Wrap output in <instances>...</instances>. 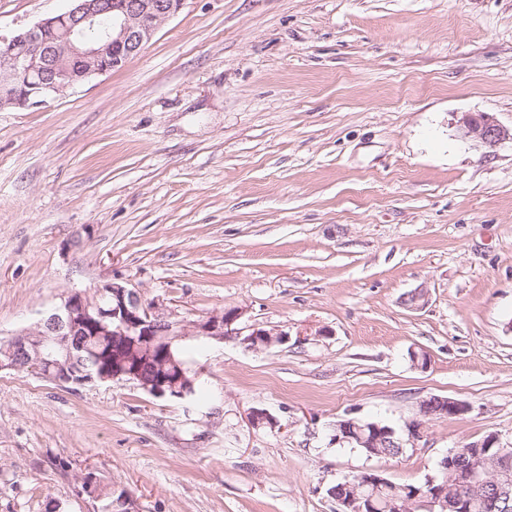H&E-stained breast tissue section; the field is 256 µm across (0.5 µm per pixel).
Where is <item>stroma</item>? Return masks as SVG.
Wrapping results in <instances>:
<instances>
[{"label":"stroma","instance_id":"35a3bbf8","mask_svg":"<svg viewBox=\"0 0 512 512\" xmlns=\"http://www.w3.org/2000/svg\"><path fill=\"white\" fill-rule=\"evenodd\" d=\"M69 6L0 0V36ZM464 112L512 126V0H185L121 69L0 109V340L111 280L289 335L183 340L198 405L0 370V512H93L89 472L141 512H339L336 482L512 443V148ZM431 396L471 410L396 457L334 440ZM457 126L464 138L470 139L487 153H495L506 143L512 146V127L509 129L487 115L461 113Z\"/></svg>","mask_w":512,"mask_h":512}]
</instances>
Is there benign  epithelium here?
<instances>
[{"instance_id":"obj_1","label":"benign epithelium","mask_w":512,"mask_h":512,"mask_svg":"<svg viewBox=\"0 0 512 512\" xmlns=\"http://www.w3.org/2000/svg\"><path fill=\"white\" fill-rule=\"evenodd\" d=\"M184 0H71L68 10L17 31L3 44L0 53V109L28 108L46 103L54 94L74 88L96 75L109 73L138 54L151 39L157 26L176 14ZM463 137L488 153L512 144V128L487 115L463 112L457 117ZM244 311L231 308L215 312L191 323V328L172 319L159 305L145 304L137 290L108 281L91 291L72 290L61 303L31 327L12 335L0 349V369L39 371L59 384L84 386L90 383L133 382L156 398L176 396L196 384L172 352L175 342L189 336L222 341L237 338L256 350L283 344L288 333L240 325ZM99 336L112 337V352L93 343ZM161 354H156L158 347ZM97 362L92 372L79 363L80 357ZM157 375L144 380V365ZM422 418L405 423L406 443L416 445L422 438L428 418L460 417L469 412L467 403L431 396L420 404ZM395 430L376 424L371 435L360 440L365 448H379ZM501 448L500 435L489 433L474 443L450 451V467L464 472L472 485L490 489L487 505L491 512L501 500L512 501V481L507 468L512 458L500 453L498 465L480 472L468 465L470 449ZM436 477H426L428 491L415 490L399 498L401 510L419 506L426 512H468V498L457 495L446 499L435 488Z\"/></svg>"}]
</instances>
